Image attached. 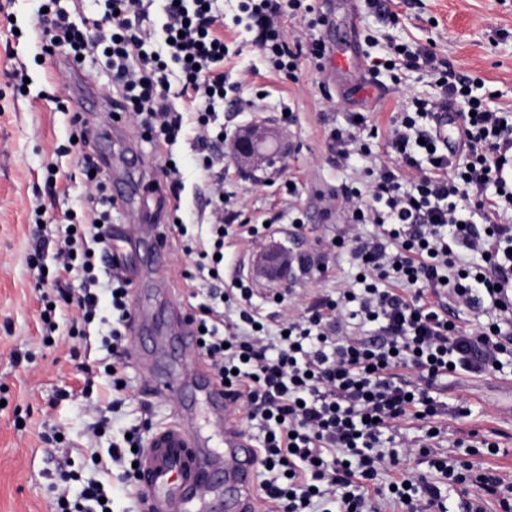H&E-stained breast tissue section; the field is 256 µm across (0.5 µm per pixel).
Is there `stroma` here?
I'll list each match as a JSON object with an SVG mask.
<instances>
[{
    "label": "stroma",
    "mask_w": 512,
    "mask_h": 512,
    "mask_svg": "<svg viewBox=\"0 0 512 512\" xmlns=\"http://www.w3.org/2000/svg\"><path fill=\"white\" fill-rule=\"evenodd\" d=\"M39 0H15L14 21L21 37L9 39L0 16V512H53L56 488L64 470L87 476L95 471L92 452H106L114 431L139 424L141 418L166 424L182 408L196 404L193 389L173 399L156 395L137 364L126 370L128 388L122 415L111 431L87 444L84 433L93 409H106L112 399L109 378L98 374L85 386L80 363H96L106 352L101 337L104 325L95 323L87 335H71L75 317L72 307L58 305L53 345L42 342L39 317L44 307L43 291L37 286L38 271L31 266V244L39 224H53L63 212L81 216L84 185L78 174L82 152L68 143L69 114L56 112L47 94L59 60L42 51V28L38 21ZM400 22L383 27L368 14L362 0L347 7L345 0H330L326 26L314 35L328 41L354 43L359 52L383 54L385 44L367 47V34L391 35L409 46L432 44L438 56L448 58L463 71L479 77L496 94L495 106H512V0H400L395 7ZM237 0H224V40L232 52L225 65L230 81L243 82L241 108L225 107L224 134L235 139L250 124L263 122L282 129L288 143L284 174L258 170L248 174L235 163L231 150H223L224 192L232 200L245 201L252 222L271 223L276 244L291 256L311 258L308 278L313 293L336 295L354 287L357 268L346 249L328 248L329 240L344 235L346 226L338 210L336 193L342 185L364 187L368 167L393 159L386 140L394 113L415 97H429L436 89L422 71L405 72L401 84L388 75L348 85L341 76L329 77L302 66L298 82L276 72L269 59L252 43L254 34L235 24ZM21 62L29 79L26 93H19L5 75L12 61ZM88 77L96 95L106 94L108 73L102 65L84 63L80 74L68 79L70 112H84L91 123L108 124L109 113L96 105L95 97L77 93L80 77ZM294 110L297 121L283 130L282 111ZM361 112L378 137L372 156L351 153L343 166H336L327 132L346 125L350 113ZM143 168L157 181H165L166 157H173L179 170L180 215L184 230L166 224L168 253L154 262L158 246L141 245V258L149 264L142 285L144 297L154 300L158 315L189 311L188 290L180 276L193 268L194 260L182 251L183 239L209 236L207 181L192 147L191 137L179 138L170 152L155 151L146 142L137 144ZM55 166L57 191L45 193L48 166ZM297 185L289 196L286 180ZM44 212L35 215L34 204ZM301 228H294V218ZM258 252L236 240L224 243V273L252 277V304L275 326L276 305L270 301L279 290L277 282L254 274ZM448 399L447 414L436 418L442 430L440 451L456 455L455 444L468 440L470 432L494 442L497 454L479 449L474 465L496 468L512 476V374L473 375L460 372L438 387Z\"/></svg>",
    "instance_id": "1"
}]
</instances>
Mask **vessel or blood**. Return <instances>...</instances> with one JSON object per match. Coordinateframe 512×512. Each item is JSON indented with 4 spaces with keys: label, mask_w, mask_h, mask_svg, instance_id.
<instances>
[{
    "label": "vessel or blood",
    "mask_w": 512,
    "mask_h": 512,
    "mask_svg": "<svg viewBox=\"0 0 512 512\" xmlns=\"http://www.w3.org/2000/svg\"><path fill=\"white\" fill-rule=\"evenodd\" d=\"M358 65V57L340 46L332 48L327 71L344 73ZM435 125L441 143L448 149H457L459 138L453 109L438 112ZM147 237H163L160 224L149 210L135 215L133 223L115 235L112 269L135 288L140 287L146 276L137 244ZM149 317L147 303L135 300L130 316L134 360L147 372L154 393L179 396L184 390L179 378L154 362L141 345L140 334ZM176 325L183 339L180 358L194 364V386L211 401L214 420L224 427V450L215 453L206 449L195 419L188 415H180L159 428L138 469V487L145 498L146 512H239L253 482L256 450L234 422L235 406L225 396L223 387L198 363L192 325L181 317Z\"/></svg>",
    "instance_id": "obj_1"
}]
</instances>
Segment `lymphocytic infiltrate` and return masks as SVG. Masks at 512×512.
<instances>
[{"label":"lymphocytic infiltrate","mask_w":512,"mask_h":512,"mask_svg":"<svg viewBox=\"0 0 512 512\" xmlns=\"http://www.w3.org/2000/svg\"><path fill=\"white\" fill-rule=\"evenodd\" d=\"M47 2L48 12L39 16L47 47L66 48L71 64L81 56L105 57L120 123L140 129L157 149L174 145L184 124L193 125V148L209 179L214 238L182 247L196 258L194 270L181 273L186 286L204 279L210 298L188 318L197 331L196 352L214 379L244 407L247 421L262 425L257 462L269 477L260 490L273 512H378L382 500L398 512H447L448 494L458 486L466 489L467 512H485L490 498L499 512H512V482L497 469L445 456L434 459L440 478L431 481L406 467L410 448L381 445L384 431L442 413L435 387L451 369L492 373L502 355H512V108L491 107L475 78L431 47L401 51L392 44L374 57L370 73H388L397 83L401 70L424 68L438 89L433 97L414 98L412 110H400L392 121L388 146L414 176L403 181L400 168L379 164L368 169L366 190L341 187L339 210L349 232L335 245L349 248L365 285L358 293L348 288L319 297L299 314L282 306L281 334L273 337L258 325L252 281H225L219 260L229 228L248 243L266 241L244 207L229 206L224 178L214 171L229 54L219 0H162L158 24L150 19L155 0H106L107 11L88 30L77 27L58 0ZM238 8L256 31L254 45L286 79L296 80L305 62L323 72L328 47L311 30L328 17L314 0H238ZM284 16L303 19L307 34L287 41ZM451 103L466 114L457 154L440 144L431 123ZM98 168L92 155L83 156L85 222L75 224L64 213L74 232L38 237L33 252H52L50 286L59 299L68 297L66 280L82 276L76 308L83 324L96 318L98 288L107 284L111 311L102 342L116 384L109 408L116 411L131 359L130 284L94 273L108 258L116 207ZM363 224L376 225L377 234L363 237ZM464 250L479 262H462ZM457 306H487L495 317L469 331L456 322ZM369 323L377 324L378 335H351V327ZM140 444L135 428L113 437L99 465L103 473H117L135 498L137 469L127 454ZM385 473L389 482L379 485Z\"/></svg>","instance_id":"1"}]
</instances>
